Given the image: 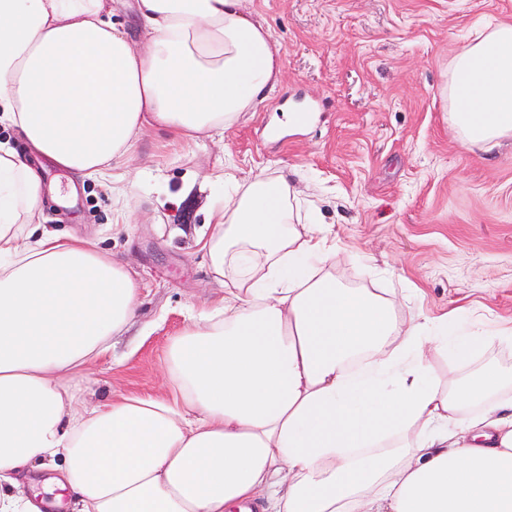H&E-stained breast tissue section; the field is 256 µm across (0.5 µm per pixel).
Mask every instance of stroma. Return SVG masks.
<instances>
[{"instance_id": "1", "label": "stroma", "mask_w": 512, "mask_h": 512, "mask_svg": "<svg viewBox=\"0 0 512 512\" xmlns=\"http://www.w3.org/2000/svg\"><path fill=\"white\" fill-rule=\"evenodd\" d=\"M269 26L280 83L221 134L183 143L146 133L121 188L128 229L114 228L116 195L73 170L44 181L71 204L41 223L87 238L122 259L143 285L137 314L111 352L91 361L88 400L161 392L165 348L199 309L224 296L197 233L212 204L207 179L304 174L316 220L336 235V274L385 289L402 320L467 306L482 320L512 319V140L466 147L448 126L443 90L459 47L486 24L512 23V0H246ZM313 106L314 122L288 125ZM178 201L149 189L141 171Z\"/></svg>"}]
</instances>
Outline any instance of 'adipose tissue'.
<instances>
[{
    "label": "adipose tissue",
    "mask_w": 512,
    "mask_h": 512,
    "mask_svg": "<svg viewBox=\"0 0 512 512\" xmlns=\"http://www.w3.org/2000/svg\"><path fill=\"white\" fill-rule=\"evenodd\" d=\"M0 0V125L107 185L147 128L194 142L232 127L281 62L244 0ZM448 125L512 138V24L456 53ZM197 243L228 282L170 339L163 393L87 404L73 377L136 316L110 251L39 221L42 182L0 143V512H41L19 478L56 471L77 512H512V373L477 360L512 320L468 308L409 323L336 277V240L300 223L287 178L209 180ZM452 354L447 380L431 359ZM112 20L124 25L131 40L135 42L143 40L144 30L139 21L137 0L115 1Z\"/></svg>",
    "instance_id": "1"
}]
</instances>
